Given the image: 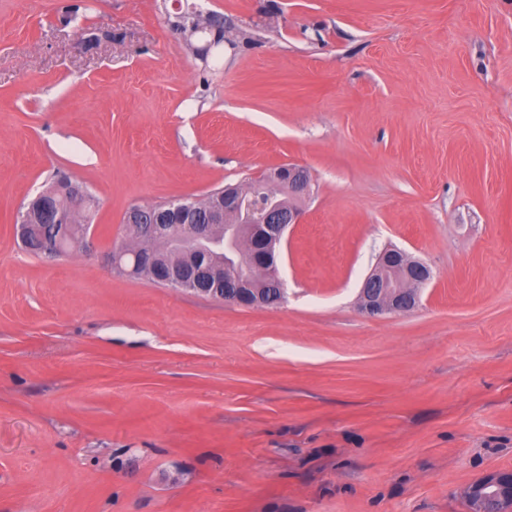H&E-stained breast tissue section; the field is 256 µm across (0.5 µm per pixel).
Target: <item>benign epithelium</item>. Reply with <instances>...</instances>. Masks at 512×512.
<instances>
[{"label": "benign epithelium", "instance_id": "1", "mask_svg": "<svg viewBox=\"0 0 512 512\" xmlns=\"http://www.w3.org/2000/svg\"><path fill=\"white\" fill-rule=\"evenodd\" d=\"M254 186H278L287 199L271 201L256 223H224V215L239 212L243 195L236 186L224 187V206H212L206 220L192 205L169 206L147 214L139 206L127 211L124 223L133 227L135 247L107 253L112 266L130 275L154 265L153 244L174 243L204 252H227L224 263L159 269L157 281L175 289H189L204 297L243 307L269 305L272 294L284 295L281 277L282 244L288 228L301 223L300 203L309 195V171L283 164L253 180ZM68 244L59 236L41 237V252L48 258L63 254ZM432 277L430 268L406 251L384 250L360 286V307L370 316L412 310L418 293ZM472 512H512V470L500 471L473 483L468 491Z\"/></svg>", "mask_w": 512, "mask_h": 512}]
</instances>
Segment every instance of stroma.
<instances>
[{"mask_svg":"<svg viewBox=\"0 0 512 512\" xmlns=\"http://www.w3.org/2000/svg\"><path fill=\"white\" fill-rule=\"evenodd\" d=\"M0 0V512H468L512 469V0ZM112 40L85 49L87 29ZM311 174L286 297L107 264L134 205ZM95 244L15 231L55 173ZM395 245L416 309L357 295ZM73 185L72 180L65 174L56 173L45 189H52L55 192L53 201L60 203L63 207L64 203L67 201V197L69 196V191L71 186ZM72 197L74 199L73 208L77 209L83 205L87 197V192L84 188L73 185L72 187Z\"/></svg>","mask_w":512,"mask_h":512,"instance_id":"obj_1","label":"stroma"}]
</instances>
